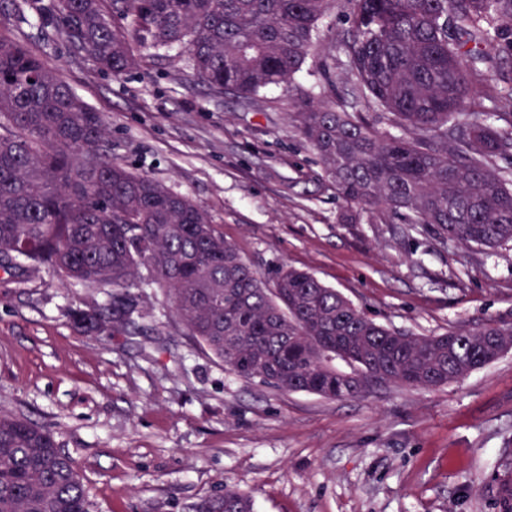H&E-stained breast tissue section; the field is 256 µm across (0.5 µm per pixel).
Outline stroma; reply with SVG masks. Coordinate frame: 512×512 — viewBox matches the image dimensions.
<instances>
[{
    "instance_id": "obj_1",
    "label": "stroma",
    "mask_w": 512,
    "mask_h": 512,
    "mask_svg": "<svg viewBox=\"0 0 512 512\" xmlns=\"http://www.w3.org/2000/svg\"><path fill=\"white\" fill-rule=\"evenodd\" d=\"M0 33L28 34L107 119L113 157L192 200L262 276L309 271L419 336L512 314V249H466L397 219L343 222L288 122L304 99L360 109L341 51L245 104L209 97L174 51L140 49L114 79L18 13L0 14ZM109 294L0 271V402L54 432L96 512H190L227 483L257 512H493L488 483L512 453V351L436 389L327 400L238 377L176 330L157 288L139 291L146 330L80 334L72 310Z\"/></svg>"
}]
</instances>
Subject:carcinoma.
<instances>
[{
    "instance_id": "carcinoma-1",
    "label": "carcinoma",
    "mask_w": 512,
    "mask_h": 512,
    "mask_svg": "<svg viewBox=\"0 0 512 512\" xmlns=\"http://www.w3.org/2000/svg\"><path fill=\"white\" fill-rule=\"evenodd\" d=\"M333 0H0L44 36L120 78L134 43L188 56L210 96L251 102L311 55ZM339 48L366 111L303 101L290 119L345 221L399 218L442 240L512 244V0H349ZM492 103L486 110L484 101ZM104 116L20 37L0 35V269L113 288L72 311L80 330L124 334L133 288H161L176 322L236 375L286 392L359 399L373 381L431 390L512 349V321L417 336L369 318L314 275L272 283L189 198L112 158ZM512 512V462L495 471ZM50 430L0 407V512H94ZM192 512H253L224 485Z\"/></svg>"
}]
</instances>
